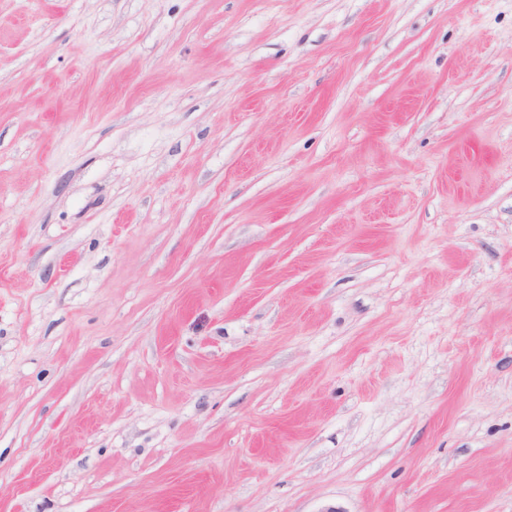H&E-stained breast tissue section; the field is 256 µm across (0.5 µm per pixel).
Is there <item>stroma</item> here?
I'll use <instances>...</instances> for the list:
<instances>
[{
  "label": "stroma",
  "mask_w": 512,
  "mask_h": 512,
  "mask_svg": "<svg viewBox=\"0 0 512 512\" xmlns=\"http://www.w3.org/2000/svg\"><path fill=\"white\" fill-rule=\"evenodd\" d=\"M0 512H512V0H0Z\"/></svg>",
  "instance_id": "35a3bbf8"
}]
</instances>
